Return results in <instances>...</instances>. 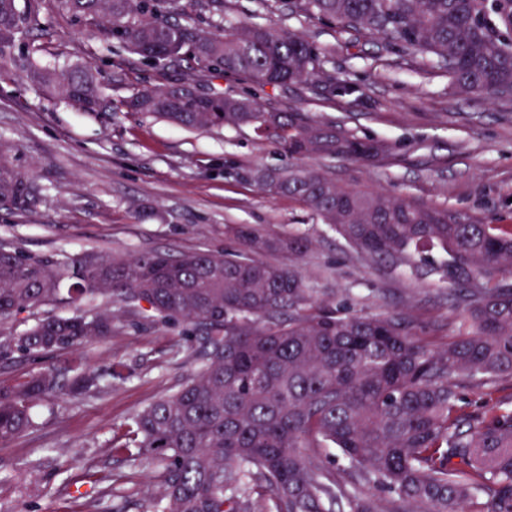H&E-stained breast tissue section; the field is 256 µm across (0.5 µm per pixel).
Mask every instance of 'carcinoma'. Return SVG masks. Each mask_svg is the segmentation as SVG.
Instances as JSON below:
<instances>
[{
    "label": "carcinoma",
    "mask_w": 512,
    "mask_h": 512,
    "mask_svg": "<svg viewBox=\"0 0 512 512\" xmlns=\"http://www.w3.org/2000/svg\"><path fill=\"white\" fill-rule=\"evenodd\" d=\"M85 27L105 19L118 47L142 65L193 61L202 71L248 79L257 90L314 78L334 81L301 36L261 23L201 34L202 13L224 0H53ZM42 0H0V71L29 81L86 112H105L94 70L29 64L26 39L40 25ZM292 12L333 21L420 55L448 73L457 92L512 97V0H293ZM191 129L250 127L292 157L377 163L393 154L300 112L265 110L256 98L199 92L190 82L142 88L126 101ZM273 193L304 202L352 248L389 266L441 273L463 308L459 334L436 345L389 314L298 311L308 288L265 252H299L296 237L269 238L228 227L243 251L131 258L87 252L34 256L0 239V322L42 307L19 333L0 329V353L73 351L112 335L114 314L87 308L112 298L137 321L148 312L179 325L196 345L197 365L182 386L131 420L129 441L164 464L160 498L149 512H512V404L462 410L459 388L491 395L512 378V227L483 224L446 208L383 192L343 188L312 170L260 175ZM42 200L32 177L0 154V208L24 214ZM65 379L52 369L0 386V442L33 425L41 401L64 391L99 392L121 376L89 372L77 360ZM336 449L341 477L321 459Z\"/></svg>",
    "instance_id": "1"
}]
</instances>
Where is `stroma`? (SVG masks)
I'll return each mask as SVG.
<instances>
[{
    "mask_svg": "<svg viewBox=\"0 0 512 512\" xmlns=\"http://www.w3.org/2000/svg\"><path fill=\"white\" fill-rule=\"evenodd\" d=\"M227 21L301 35L351 91L332 94L320 80L257 91L226 74L200 79L201 92L253 93L267 110L300 112L344 124L361 137L387 139L393 155L378 164L297 159L250 128L186 129L123 107L83 112L49 96L21 71H4L0 154L34 177L43 201L23 216L0 209V238L33 255L104 251L130 257L234 252L239 245L225 231L229 224L254 225L272 238L294 232L310 242L303 255L268 252L264 259L295 268L316 305L395 313L421 336L448 341L461 311L445 284L413 268L370 262L299 199L268 191L257 174L306 168L341 186L383 190L485 224L512 225V100L460 95L446 72L385 42L296 15L287 0H224L223 13L203 15L198 29L210 32ZM28 43L41 68H100L102 93L116 102L142 87L185 82L198 71L187 61L162 73L144 67L118 48L108 23L75 26L51 0ZM75 356L89 370L123 364L127 378L95 395L42 401L32 430L0 442V512H147L159 494L163 466L112 446L124 441L138 411L179 389L195 365L192 344L180 328L147 321L134 327L121 312L110 337L87 342L77 353L0 356V384L48 367L66 373Z\"/></svg>",
    "mask_w": 512,
    "mask_h": 512,
    "instance_id": "obj_1",
    "label": "stroma"
}]
</instances>
